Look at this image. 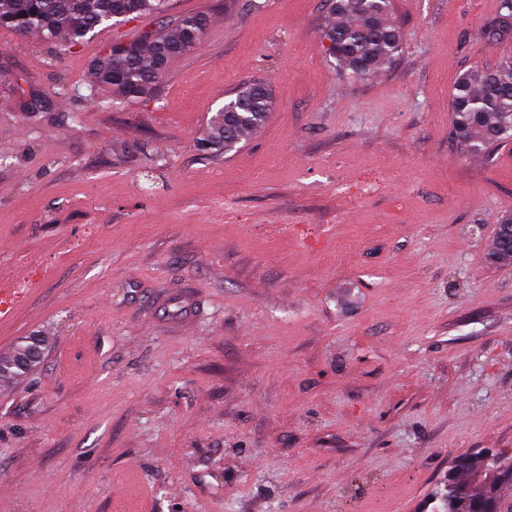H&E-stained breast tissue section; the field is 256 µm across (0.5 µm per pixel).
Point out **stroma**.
I'll use <instances>...</instances> for the list:
<instances>
[{"label": "stroma", "instance_id": "1", "mask_svg": "<svg viewBox=\"0 0 512 512\" xmlns=\"http://www.w3.org/2000/svg\"><path fill=\"white\" fill-rule=\"evenodd\" d=\"M391 3L369 79L326 56L327 0H170L73 50L0 30V353L45 339L0 379V512H421L458 457L512 456V144L461 155L450 106L512 35L500 0ZM192 13L151 102L89 89ZM255 80L265 124L199 152ZM492 258L496 263H512V213L503 216L497 224ZM42 342L43 340H38L36 344L23 340L17 343L11 353L0 356V377L13 378L27 373L42 354Z\"/></svg>", "mask_w": 512, "mask_h": 512}]
</instances>
